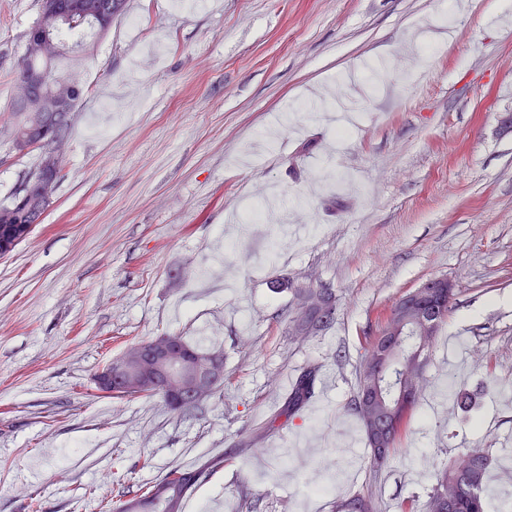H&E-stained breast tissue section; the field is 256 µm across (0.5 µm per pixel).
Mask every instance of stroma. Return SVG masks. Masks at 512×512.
Listing matches in <instances>:
<instances>
[{
	"label": "stroma",
	"mask_w": 512,
	"mask_h": 512,
	"mask_svg": "<svg viewBox=\"0 0 512 512\" xmlns=\"http://www.w3.org/2000/svg\"><path fill=\"white\" fill-rule=\"evenodd\" d=\"M38 0H0V203L35 154L9 139ZM137 25H130V18ZM84 88L65 177L0 258V512H99L124 482L209 464L182 512L424 507L436 469L512 449V5L507 0H126L54 65ZM276 187L287 223L227 220ZM237 243L229 252L225 243ZM456 300L430 381L379 476L344 433L363 332L425 280ZM290 277L331 288L335 326L291 334ZM162 334L224 355V388L175 412L93 376ZM335 375L280 418L285 381ZM467 389L473 413L433 402ZM329 486L326 494L318 486Z\"/></svg>",
	"instance_id": "1"
}]
</instances>
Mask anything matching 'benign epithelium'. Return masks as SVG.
Listing matches in <instances>:
<instances>
[{
	"label": "benign epithelium",
	"mask_w": 512,
	"mask_h": 512,
	"mask_svg": "<svg viewBox=\"0 0 512 512\" xmlns=\"http://www.w3.org/2000/svg\"><path fill=\"white\" fill-rule=\"evenodd\" d=\"M41 8L47 24L33 30L28 46L48 53L55 49L50 25L59 20L62 10L58 0H42ZM16 82L21 90L19 103L30 111V130L41 133L38 140L23 136L12 139L13 148L21 153L41 147L43 173L24 182L19 191L20 211L10 215L12 223L26 224L30 213L42 217L54 203L61 174V142L51 120L55 113L67 111L81 88L71 82L67 93L60 95L53 89L50 73L40 69L20 71ZM292 287L297 289L293 327L306 331L313 327V316L327 309L332 291L322 286L312 289L308 284L295 281ZM445 288L451 294L455 285L442 276L428 279L410 291L402 298L398 309L388 314L379 335L390 336L397 325L408 322L415 323L422 335L432 334L436 321L421 300ZM223 379L221 354L194 352L179 337L165 334L128 347L120 356L105 363L95 373L93 382L99 392L109 396L135 397L162 392L171 407L181 410L214 392ZM392 431L393 425L386 421L385 412H379L371 431V444L377 455H383Z\"/></svg>",
	"instance_id": "1"
}]
</instances>
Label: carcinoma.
Returning a JSON list of instances; mask_svg holds the SVG:
<instances>
[{
  "label": "carcinoma",
  "instance_id": "carcinoma-1",
  "mask_svg": "<svg viewBox=\"0 0 512 512\" xmlns=\"http://www.w3.org/2000/svg\"><path fill=\"white\" fill-rule=\"evenodd\" d=\"M104 29L106 24L101 21L85 19V13L70 14L69 20L61 23L55 29V36L60 46L67 47V42L61 39L65 32L89 31L94 35L95 29ZM426 304L437 309L438 323L435 329H440L448 318L454 301L448 299H428ZM376 337H365L364 354L358 369L356 388L350 401L353 414L361 423L363 432L367 433L371 424V413L362 404L364 387L378 382L380 394L388 404H402L400 427L392 434L385 455H390L394 449L397 437L409 425L418 408L424 390L426 377L424 364L428 363L429 355L436 342V337L425 341L410 331L400 338L395 345L393 356L394 368L388 377L375 380L371 363L372 353L369 348L375 345ZM319 367L309 365L303 369L293 384L281 415L290 419L296 416L307 404L314 392ZM491 457L484 450L474 449L458 455L448 466L434 472V485L427 502L426 512H490V504L484 494ZM207 466L197 469H181L174 467L156 481L140 487L133 499L140 502L148 512H168L171 502L182 505L187 494L192 491L205 474ZM338 512H375L373 502L363 496H355L337 506Z\"/></svg>",
  "mask_w": 512,
  "mask_h": 512
}]
</instances>
